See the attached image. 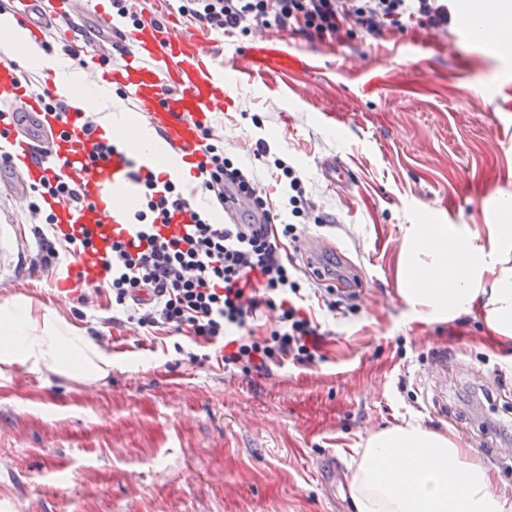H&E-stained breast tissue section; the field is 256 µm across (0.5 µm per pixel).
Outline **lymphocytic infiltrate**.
<instances>
[{"label":"lymphocytic infiltrate","mask_w":512,"mask_h":512,"mask_svg":"<svg viewBox=\"0 0 512 512\" xmlns=\"http://www.w3.org/2000/svg\"><path fill=\"white\" fill-rule=\"evenodd\" d=\"M180 10L216 35L276 30L331 42L355 30L376 39L415 26L444 31L452 20L448 0H182ZM199 138L202 190L223 206L234 201L225 194V184L248 190L250 209L238 223H211L174 183L146 173L138 179L143 190L133 210L141 236L133 244L112 240L102 287L113 308L122 310L139 332L166 331L204 347L198 362L208 361L207 350L215 347L223 351L224 366L246 373L287 360L313 364L321 326L307 313L306 301L316 299L333 313L357 295L340 299L335 288L327 287L309 296L301 285L300 266L282 257L283 240L298 241L315 209L299 172L284 159H270L267 142L256 141L254 159L272 161L277 171L275 182L293 217L287 223L267 187L235 166L211 126L200 125ZM48 198L72 208L89 203L85 186L60 174L30 185L27 210L40 248L29 262L46 272L62 260H80L96 250L90 233L75 236L58 224L54 211L41 208ZM178 213L187 220L176 230L171 220ZM265 316L271 326L261 335L257 323Z\"/></svg>","instance_id":"f902f5d3"}]
</instances>
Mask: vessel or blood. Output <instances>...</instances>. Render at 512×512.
<instances>
[{"mask_svg":"<svg viewBox=\"0 0 512 512\" xmlns=\"http://www.w3.org/2000/svg\"><path fill=\"white\" fill-rule=\"evenodd\" d=\"M25 7V22L34 36L52 24L39 0H21ZM104 55L133 45L135 52L121 66L104 72L105 80L118 81L128 95L145 105V121L156 134L176 151L193 153L198 146V122L208 114L232 108L229 91L232 84L243 82L265 70L287 71L286 52L270 48L264 35H257L255 44L231 68L220 69L210 61L197 36L180 35L165 26L146 22L130 31L106 27L100 31ZM12 95V111L42 114L41 103L26 94L10 63L0 64V93ZM81 128L63 126L51 121L42 140L29 136L10 137L9 147L24 164V184L44 177L62 174L74 181L90 179L97 193L89 206L80 209L58 208L61 224L84 226L102 236L132 238L134 228L123 211V200L132 196L137 187L132 177L134 159L124 153L113 154L99 165H89L78 141ZM45 145L55 157L62 159L61 169L45 166L36 152Z\"/></svg>","mask_w":512,"mask_h":512,"instance_id":"1","label":"vessel or blood"}]
</instances>
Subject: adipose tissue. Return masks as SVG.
Listing matches in <instances>:
<instances>
[{"mask_svg":"<svg viewBox=\"0 0 512 512\" xmlns=\"http://www.w3.org/2000/svg\"><path fill=\"white\" fill-rule=\"evenodd\" d=\"M484 43L512 46V0H486L462 18ZM0 51L49 78L68 105L97 113L106 138L151 158L156 172L180 186H197L191 166L161 141L111 85L87 84L61 56L45 53L27 29L0 14ZM501 221L476 231L455 224L410 225L397 266L398 292L422 324L482 308L488 334L512 340V201ZM0 364L74 380L99 381L112 357L64 317L25 299L0 301ZM356 512H512V485L463 442L420 424L398 425L369 437L348 485Z\"/></svg>","mask_w":512,"mask_h":512,"instance_id":"ef3b65f1","label":"adipose tissue"}]
</instances>
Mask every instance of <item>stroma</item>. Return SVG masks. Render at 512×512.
I'll use <instances>...</instances> for the list:
<instances>
[{"label":"stroma","instance_id":"35a3bbf8","mask_svg":"<svg viewBox=\"0 0 512 512\" xmlns=\"http://www.w3.org/2000/svg\"><path fill=\"white\" fill-rule=\"evenodd\" d=\"M134 10L197 34L219 67L253 37L197 29L177 0H133ZM462 10L447 31L412 27L372 39L353 32L329 43L304 33L288 50L303 68L267 71L239 85L235 106L212 115L227 151L252 164L264 139L297 169L322 218L310 242L365 282L358 307H312L325 336L313 364L285 361L263 373L196 364L189 339L139 335L112 320L107 294L32 271L38 242L13 194L15 167L0 168V226L15 256L0 264V301L55 310L112 356L96 382L0 370V512H354L348 483L373 433L419 423L461 438L512 483V341L486 333L473 311L421 324L397 289V262L412 224H492L512 199V53L465 34ZM51 53L79 51L80 72L108 66L70 26L49 27ZM489 87L488 97L478 91ZM344 161L350 179L330 185L321 164ZM87 303H80V295ZM448 353V372L432 358Z\"/></svg>","mask_w":512,"mask_h":512}]
</instances>
